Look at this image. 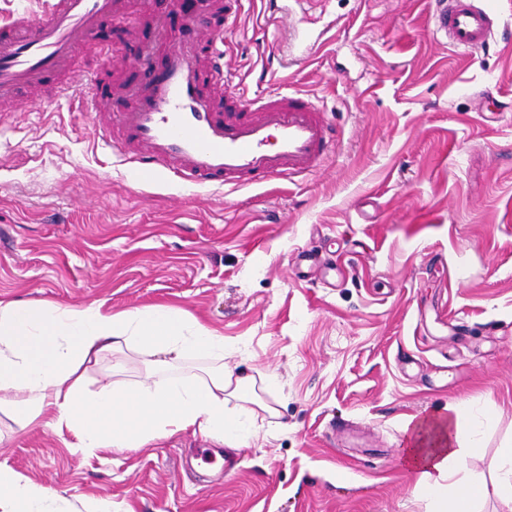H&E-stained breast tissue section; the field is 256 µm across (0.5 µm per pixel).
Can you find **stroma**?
Returning a JSON list of instances; mask_svg holds the SVG:
<instances>
[{"instance_id": "stroma-1", "label": "stroma", "mask_w": 512, "mask_h": 512, "mask_svg": "<svg viewBox=\"0 0 512 512\" xmlns=\"http://www.w3.org/2000/svg\"><path fill=\"white\" fill-rule=\"evenodd\" d=\"M486 51L429 31V0H321L273 26L241 0L227 64L247 95L291 87L336 117L306 177L260 188L141 183L68 102L0 113V300L113 311L167 306L224 338V362L275 372L278 417L255 412L238 448L187 431L143 448L70 447L0 414V465L62 497L132 512H430L404 463L407 423L472 401L480 456L512 444V0ZM143 0L108 55L81 71L136 80ZM342 272L294 277L298 248ZM223 458L196 460L200 448Z\"/></svg>"}]
</instances>
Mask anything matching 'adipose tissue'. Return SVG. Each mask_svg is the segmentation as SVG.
<instances>
[{"mask_svg":"<svg viewBox=\"0 0 512 512\" xmlns=\"http://www.w3.org/2000/svg\"><path fill=\"white\" fill-rule=\"evenodd\" d=\"M113 358V378L96 391L86 387L89 365ZM142 360L141 380H122L123 362ZM210 360L191 376L157 380L175 364ZM277 376L236 375L224 366V339L192 316L166 306L112 312L103 304L59 308L46 303L0 301V412L15 414L19 429L40 423L57 435L72 434L78 448H142L193 429L238 446L249 432L253 409L278 411L259 388H275ZM237 411H228L229 402ZM478 453L483 423L466 403L444 417L414 427L406 461L435 512H479L488 490L512 512V448L490 462L491 484L460 477V427ZM59 494L0 467V512H59Z\"/></svg>","mask_w":512,"mask_h":512,"instance_id":"obj_1","label":"adipose tissue"}]
</instances>
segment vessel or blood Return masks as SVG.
I'll list each match as a JSON object with an SVG mask.
<instances>
[{
    "instance_id": "1",
    "label": "vessel or blood",
    "mask_w": 512,
    "mask_h": 512,
    "mask_svg": "<svg viewBox=\"0 0 512 512\" xmlns=\"http://www.w3.org/2000/svg\"><path fill=\"white\" fill-rule=\"evenodd\" d=\"M238 0H170L192 26L208 33H173L169 11L154 10L152 42L160 66L139 72L127 89L123 111L113 109L112 90L98 77L79 73L76 59L108 22L132 16L130 0H47L39 17L17 13L0 25V105L15 107L27 92L47 88L48 111L78 100L94 113L103 146L130 162L143 182L173 176L195 186L238 189L316 170L334 140L327 113L296 90L248 97L227 94L224 27ZM435 39L455 52L484 49L493 34L490 13L475 0H431ZM298 262L306 275L328 279L335 266L311 251Z\"/></svg>"
}]
</instances>
